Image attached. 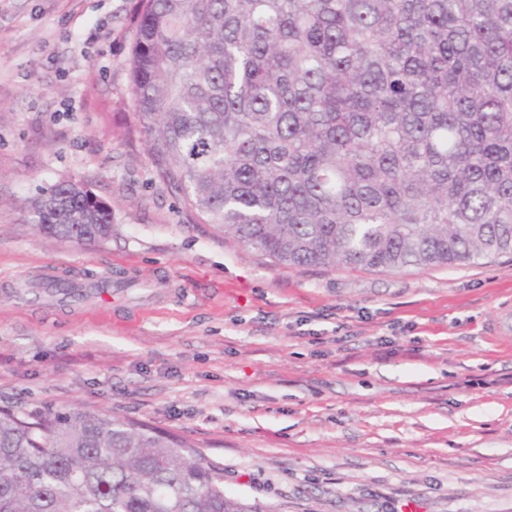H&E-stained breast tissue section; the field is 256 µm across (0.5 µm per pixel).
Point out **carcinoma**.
Returning a JSON list of instances; mask_svg holds the SVG:
<instances>
[{"instance_id":"carcinoma-1","label":"carcinoma","mask_w":512,"mask_h":512,"mask_svg":"<svg viewBox=\"0 0 512 512\" xmlns=\"http://www.w3.org/2000/svg\"><path fill=\"white\" fill-rule=\"evenodd\" d=\"M126 68L156 176L276 267L392 271L512 253V0H136ZM37 231L112 235L83 182ZM0 512H259L191 442L0 409Z\"/></svg>"}]
</instances>
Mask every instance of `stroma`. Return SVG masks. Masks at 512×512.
<instances>
[{"label":"stroma","mask_w":512,"mask_h":512,"mask_svg":"<svg viewBox=\"0 0 512 512\" xmlns=\"http://www.w3.org/2000/svg\"><path fill=\"white\" fill-rule=\"evenodd\" d=\"M133 0H0V408L89 410L193 441L265 512H512V255L279 268L160 182L130 105ZM81 181L112 236L25 220ZM109 277L115 304L38 284Z\"/></svg>","instance_id":"1"}]
</instances>
